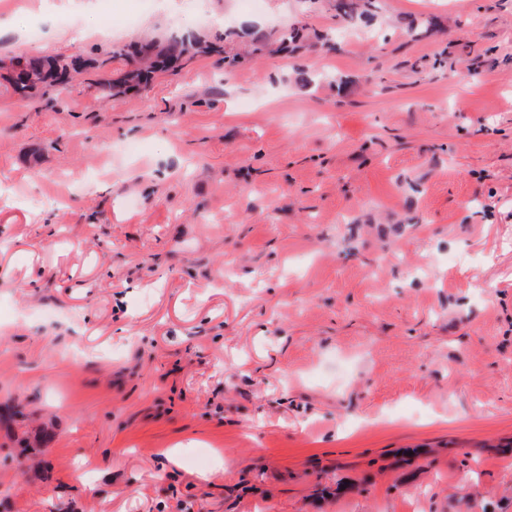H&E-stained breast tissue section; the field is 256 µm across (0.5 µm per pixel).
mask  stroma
I'll return each instance as SVG.
<instances>
[{
	"label": "stroma",
	"instance_id": "obj_1",
	"mask_svg": "<svg viewBox=\"0 0 512 512\" xmlns=\"http://www.w3.org/2000/svg\"><path fill=\"white\" fill-rule=\"evenodd\" d=\"M337 4L10 10L2 59L220 50L0 76V512H512V0ZM192 49L193 45L185 41L183 38L172 36L168 40L166 45L157 52V56L159 55L160 60L154 63V61H152V55L155 48L152 45H146L144 48L141 49L142 60L146 65L144 71L149 72L148 70L151 69L153 66L167 64L177 58H180L190 53ZM71 70L73 64L61 55L43 61H26L25 69L15 73L10 85L14 94L28 98L47 87L67 82Z\"/></svg>",
	"mask_w": 512,
	"mask_h": 512
}]
</instances>
